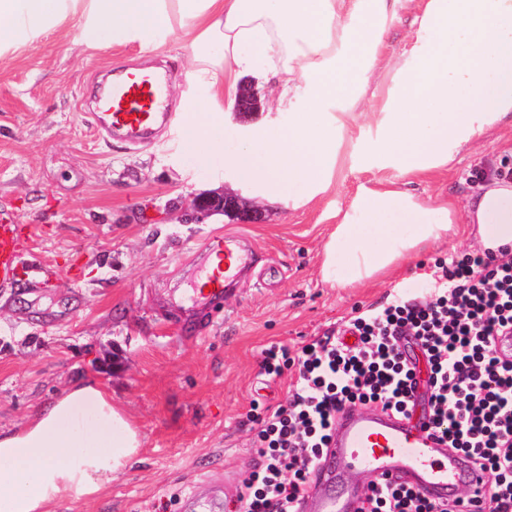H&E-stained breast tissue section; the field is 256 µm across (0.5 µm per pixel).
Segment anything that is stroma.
<instances>
[{
    "mask_svg": "<svg viewBox=\"0 0 512 512\" xmlns=\"http://www.w3.org/2000/svg\"><path fill=\"white\" fill-rule=\"evenodd\" d=\"M154 67L166 73L174 122L138 149L99 139L91 114L102 75ZM196 67L178 42L91 48L68 21L0 57V208L33 227L18 282L0 290V430L22 427L71 385L92 380L144 441L139 463L98 497L64 501L57 512H183L190 491L203 501L216 487L235 492L256 463L252 400L275 408L288 399L290 371L266 375L262 350L296 353L393 290L420 294L436 260L462 258L472 246L457 238L426 248L409 280L323 282V244L358 183L364 136L348 142L335 188L307 207L253 198L231 180L225 157L263 115H235L220 87L194 79ZM206 101L226 115L224 150L200 161L188 149V124ZM511 155L512 133H496L410 189L464 203L472 171ZM213 191L238 197L251 217L182 223L192 196ZM227 231L249 234L254 267L202 325L192 314L190 258ZM40 267L52 276L37 285Z\"/></svg>",
    "mask_w": 512,
    "mask_h": 512,
    "instance_id": "1",
    "label": "stroma"
}]
</instances>
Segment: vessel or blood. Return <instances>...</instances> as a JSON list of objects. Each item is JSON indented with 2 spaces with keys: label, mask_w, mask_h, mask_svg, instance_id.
<instances>
[{
  "label": "vessel or blood",
  "mask_w": 512,
  "mask_h": 512,
  "mask_svg": "<svg viewBox=\"0 0 512 512\" xmlns=\"http://www.w3.org/2000/svg\"><path fill=\"white\" fill-rule=\"evenodd\" d=\"M167 87L153 73L121 77L101 89L104 111L94 113L95 131L137 144L155 128L170 123L165 110ZM27 225L0 209V288L18 280L19 258L28 240ZM253 260L252 252L236 235L224 238V267L204 269L197 297L202 308L224 302ZM397 480L426 498L445 501L472 487L478 476L461 455L433 435L428 420L408 421L379 408L348 406L336 418L314 481L301 498L299 512H359L364 482Z\"/></svg>",
  "instance_id": "1"
}]
</instances>
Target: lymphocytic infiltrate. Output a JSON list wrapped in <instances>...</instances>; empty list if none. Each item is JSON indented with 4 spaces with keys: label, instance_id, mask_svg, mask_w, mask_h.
<instances>
[{
    "label": "lymphocytic infiltrate",
    "instance_id": "obj_1",
    "mask_svg": "<svg viewBox=\"0 0 512 512\" xmlns=\"http://www.w3.org/2000/svg\"><path fill=\"white\" fill-rule=\"evenodd\" d=\"M434 281L427 294L356 311L347 326L354 344L326 336L293 357L277 345L263 350L267 374L293 372L287 404L259 420L241 512H297L342 408L374 404L407 417L421 400L434 433L470 458L484 485L438 503L384 480L369 485L363 512H512V362L493 348L494 336L512 330V255L477 249Z\"/></svg>",
    "mask_w": 512,
    "mask_h": 512
}]
</instances>
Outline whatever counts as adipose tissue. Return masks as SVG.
Returning a JSON list of instances; mask_svg holds the SVG:
<instances>
[{
	"mask_svg": "<svg viewBox=\"0 0 512 512\" xmlns=\"http://www.w3.org/2000/svg\"><path fill=\"white\" fill-rule=\"evenodd\" d=\"M419 8L420 27L396 59L384 102L369 77L389 22ZM97 45L216 42L224 62L198 78L235 96L240 75L277 78V107L304 97L288 124L266 119L229 157L236 181L291 208L332 185L347 130L374 134L357 185L323 247L321 277L339 288L403 273L424 246L474 237L483 250L512 246V178L486 176L466 205L432 207L398 181L451 167L464 151L512 128V0H0V53L35 42L63 20ZM142 440L125 410L92 382L40 408L24 427L0 431V512H54L91 497L138 460Z\"/></svg>",
	"mask_w": 512,
	"mask_h": 512,
	"instance_id": "adipose-tissue-1",
	"label": "adipose tissue"
}]
</instances>
